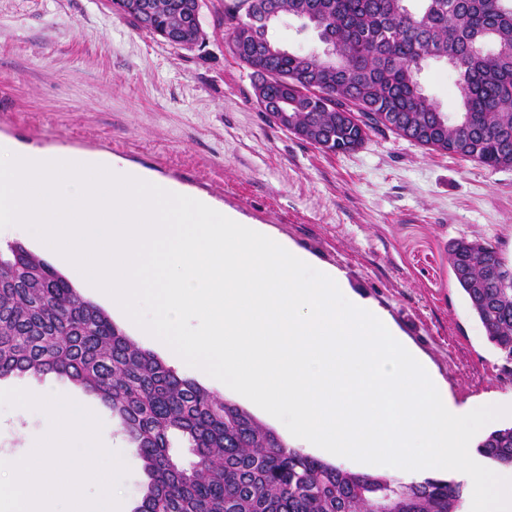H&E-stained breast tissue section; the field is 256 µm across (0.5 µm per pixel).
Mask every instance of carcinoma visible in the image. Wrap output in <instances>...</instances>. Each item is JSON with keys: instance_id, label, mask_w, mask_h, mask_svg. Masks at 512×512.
<instances>
[{"instance_id": "1", "label": "carcinoma", "mask_w": 512, "mask_h": 512, "mask_svg": "<svg viewBox=\"0 0 512 512\" xmlns=\"http://www.w3.org/2000/svg\"><path fill=\"white\" fill-rule=\"evenodd\" d=\"M166 43L189 0H112ZM269 0H222L229 53L252 70L264 112L288 101V129L325 152L362 147L368 132L389 131L429 151L493 169L512 168V0H275L278 17L302 19L336 39L332 62L316 53L283 52L268 30L244 41L236 19ZM442 60L456 72L461 119L450 123L424 95L418 74ZM471 240L449 246L448 265L487 340L512 363V267L491 248L476 256ZM492 261L511 274L485 279ZM471 266L469 277L457 269ZM54 374L96 394L138 448L147 481L133 512H457L463 485L444 478L405 482L351 472L290 447L272 428L194 380L178 376L139 348L97 306L20 242L0 249V379ZM191 448L189 468L172 454ZM496 467L512 468V427L478 445Z\"/></svg>"}]
</instances>
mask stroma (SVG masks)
Returning a JSON list of instances; mask_svg holds the SVG:
<instances>
[{"mask_svg":"<svg viewBox=\"0 0 512 512\" xmlns=\"http://www.w3.org/2000/svg\"><path fill=\"white\" fill-rule=\"evenodd\" d=\"M219 0L203 10V45L175 48L110 0H0V139L117 161L215 209L239 213L336 267L385 311L457 404L512 401V364L487 340L448 266L457 239L497 246L512 264V168L490 169L370 133L327 154L258 106L250 70L225 50ZM426 95L460 112L455 71L428 62ZM47 390L87 406L129 467L133 512L142 461L93 394L54 375L0 389ZM49 429L37 410L0 406V451L22 458Z\"/></svg>","mask_w":512,"mask_h":512,"instance_id":"1","label":"stroma"}]
</instances>
